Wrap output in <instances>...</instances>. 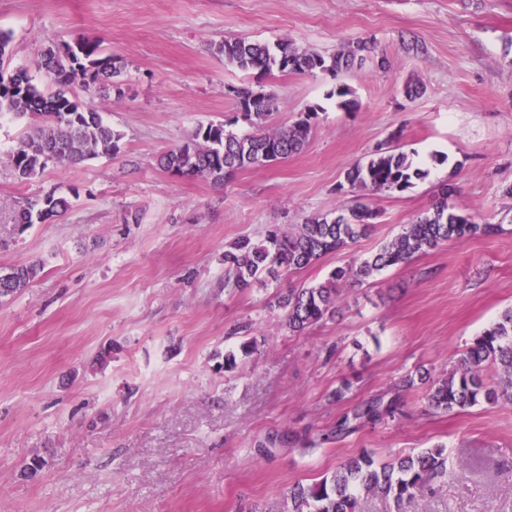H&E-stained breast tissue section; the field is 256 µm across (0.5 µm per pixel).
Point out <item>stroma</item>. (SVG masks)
I'll use <instances>...</instances> for the list:
<instances>
[{
	"mask_svg": "<svg viewBox=\"0 0 512 512\" xmlns=\"http://www.w3.org/2000/svg\"><path fill=\"white\" fill-rule=\"evenodd\" d=\"M0 30L15 66L79 39L125 64L119 91L72 87L122 132L112 157L21 180L8 156L31 121L0 120V270L41 266L0 300V512H287L291 485L361 451L389 459L436 444L464 465L404 512H512V404L439 413L418 383L395 420L326 439L401 378H442L512 307V0H0ZM230 38L326 57L359 40L374 50L335 76L258 79L225 64L217 46ZM410 81L424 87L411 100ZM247 82L274 94L275 124L319 107L302 152L223 185L158 166L199 125L246 132L228 89ZM339 84L357 110L329 98ZM381 146L426 175L369 197V236L278 279L225 287L227 245L336 216L352 197L347 170ZM446 185L456 210L502 232L341 283L332 318L288 331L280 292L376 253ZM73 188L61 216L15 226L16 202ZM247 337L256 352L225 371ZM272 435L281 443L259 453Z\"/></svg>",
	"mask_w": 512,
	"mask_h": 512,
	"instance_id": "1",
	"label": "stroma"
}]
</instances>
